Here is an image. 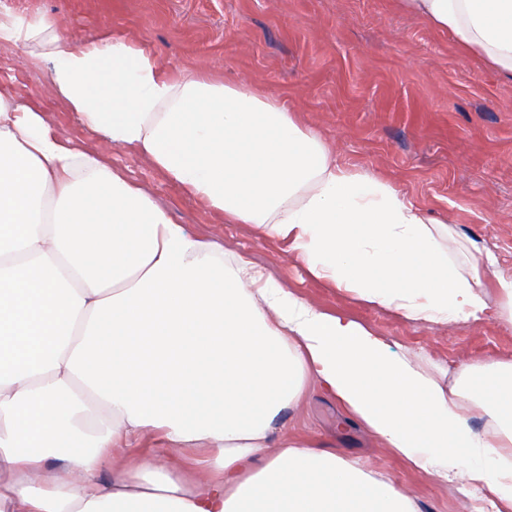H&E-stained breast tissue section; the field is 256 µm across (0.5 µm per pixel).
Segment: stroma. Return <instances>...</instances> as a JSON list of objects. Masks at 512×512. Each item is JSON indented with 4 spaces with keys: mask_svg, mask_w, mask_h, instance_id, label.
Here are the masks:
<instances>
[{
    "mask_svg": "<svg viewBox=\"0 0 512 512\" xmlns=\"http://www.w3.org/2000/svg\"><path fill=\"white\" fill-rule=\"evenodd\" d=\"M81 38L122 35L171 74L247 80L284 99L335 148L339 164L392 184L430 217L447 220L512 268V84L447 33L405 16L398 0H10ZM0 82L47 113L68 144L102 153L173 221L265 267L283 288L350 316L429 369L512 358V332L494 318L444 328L371 307L310 278L276 241H256L190 198L133 150L102 142L50 88L45 65L0 47ZM289 439L368 461L414 494L421 512H460V485L411 472L339 407L309 389L285 420Z\"/></svg>",
    "mask_w": 512,
    "mask_h": 512,
    "instance_id": "stroma-1",
    "label": "stroma"
}]
</instances>
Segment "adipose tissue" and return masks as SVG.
Returning <instances> with one entry per match:
<instances>
[{
    "label": "adipose tissue",
    "mask_w": 512,
    "mask_h": 512,
    "mask_svg": "<svg viewBox=\"0 0 512 512\" xmlns=\"http://www.w3.org/2000/svg\"><path fill=\"white\" fill-rule=\"evenodd\" d=\"M401 8L512 83V0ZM0 46L48 64L86 130L285 243L313 278L410 321L490 312L512 331V271L389 183L344 169L279 98L169 77L130 39L76 42L6 0ZM312 384L412 471L512 512V359L427 371L175 223L0 84V512H420L387 473L287 440L282 418ZM157 433L169 454L113 466L112 448ZM198 449L208 467L190 478L177 454Z\"/></svg>",
    "instance_id": "ef3b65f1"
}]
</instances>
